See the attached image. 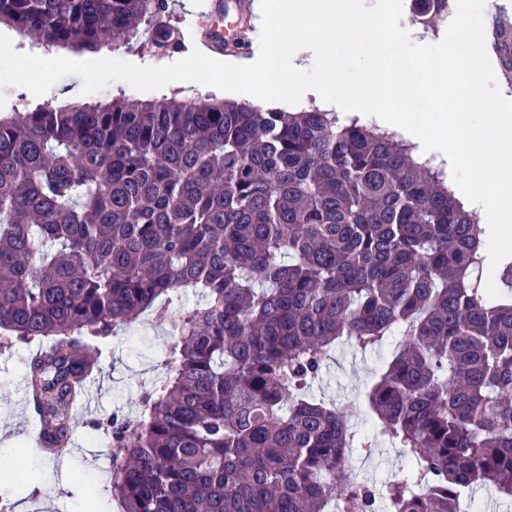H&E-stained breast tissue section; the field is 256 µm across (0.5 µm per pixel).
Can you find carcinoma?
Returning <instances> with one entry per match:
<instances>
[{
    "label": "carcinoma",
    "mask_w": 512,
    "mask_h": 512,
    "mask_svg": "<svg viewBox=\"0 0 512 512\" xmlns=\"http://www.w3.org/2000/svg\"><path fill=\"white\" fill-rule=\"evenodd\" d=\"M168 0H0L46 48L153 35ZM443 173L393 136L327 112L119 96L0 117V355L19 358L58 455L100 371L90 342L149 312L165 375L112 444L120 512H466L512 498V260ZM494 265L506 288H482ZM200 299L186 307L182 294ZM397 349L367 393L369 428L308 396L342 339ZM399 449L379 484L350 454Z\"/></svg>",
    "instance_id": "carcinoma-1"
}]
</instances>
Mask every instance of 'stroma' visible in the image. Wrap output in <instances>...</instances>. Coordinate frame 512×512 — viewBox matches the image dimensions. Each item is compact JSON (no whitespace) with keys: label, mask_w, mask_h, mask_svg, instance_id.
Returning a JSON list of instances; mask_svg holds the SVG:
<instances>
[{"label":"stroma","mask_w":512,"mask_h":512,"mask_svg":"<svg viewBox=\"0 0 512 512\" xmlns=\"http://www.w3.org/2000/svg\"><path fill=\"white\" fill-rule=\"evenodd\" d=\"M454 11L441 22L448 40L445 47L449 55H456L464 41L459 27L458 10H465L469 17L481 20L488 34L490 53L495 61L494 84L512 96V60H504L501 47L511 36L500 32L490 20L492 0H452ZM209 0H169L170 23L184 37V60H191L195 44H207V16ZM27 43L19 37L8 39L0 45V115L8 117L32 109L35 99L18 92L3 63L14 60L26 49ZM114 72L83 73L85 91L70 98L73 106L111 103L118 91L136 95L141 99H158L161 96L197 97L198 89L181 86L180 76L170 69V54L153 47L129 51L114 50ZM151 59L157 66L159 87L137 81L131 74L133 66L143 59ZM169 341L165 325L142 319L119 336L95 344L102 371L101 384L95 394L92 410L77 414L74 449L70 455L51 460L38 457L36 467L41 472L40 483H11L8 497L15 505L14 512H80L91 482L110 468L112 450L104 441L94 439L88 423L91 419L122 410L129 417H136L140 387L144 381L156 377L159 362ZM381 367V354L376 350H360L347 342H339L327 354L322 371L314 383L311 394L328 405H338L349 413L351 423L367 428L370 410L366 394ZM38 432L36 422L30 417L23 394V381L14 360L0 357V472L11 467L21 445L31 444ZM353 470L362 480L379 483L398 474L404 466L397 449L382 447L371 458L353 452L350 460Z\"/></svg>","instance_id":"1"}]
</instances>
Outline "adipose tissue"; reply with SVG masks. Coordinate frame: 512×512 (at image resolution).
I'll return each mask as SVG.
<instances>
[{
  "label": "adipose tissue",
  "mask_w": 512,
  "mask_h": 512,
  "mask_svg": "<svg viewBox=\"0 0 512 512\" xmlns=\"http://www.w3.org/2000/svg\"><path fill=\"white\" fill-rule=\"evenodd\" d=\"M259 31H276V38L257 41L252 53L230 60L204 59L200 68L186 69V83L223 85L227 97H247L249 78L262 75L271 90L268 98L286 111H298L307 98L326 110L357 111L379 128L393 131L417 147L419 155L442 163L448 188L466 209L479 212L496 225L489 244L498 254L512 253V238L499 221L512 216V114L495 100L489 85L490 61L486 34L480 22L462 17L467 29L463 57L465 73H457L435 54L441 39L405 29L412 45L411 59L402 68L389 67L382 53L373 51L375 17H400V0H255ZM288 58L295 72L317 63L312 82L282 81L279 58ZM110 51L88 58L53 52L40 55L36 68L21 64L12 77L29 97L81 94L82 86L61 89L55 76L62 70L112 71ZM467 170L470 182L457 181Z\"/></svg>",
  "instance_id": "ef3b65f1"
}]
</instances>
